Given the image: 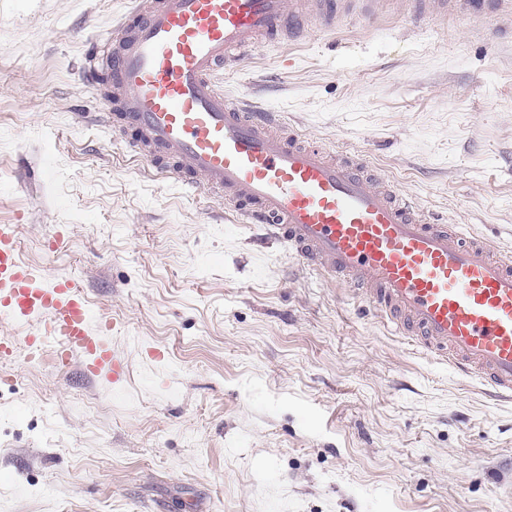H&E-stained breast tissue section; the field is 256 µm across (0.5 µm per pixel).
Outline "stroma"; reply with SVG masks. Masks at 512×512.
Wrapping results in <instances>:
<instances>
[{
  "label": "stroma",
  "mask_w": 512,
  "mask_h": 512,
  "mask_svg": "<svg viewBox=\"0 0 512 512\" xmlns=\"http://www.w3.org/2000/svg\"><path fill=\"white\" fill-rule=\"evenodd\" d=\"M131 0H0V223L83 281L127 365H0V512H512V402L390 332L206 188L156 180L85 52ZM512 253V21L401 0L219 79Z\"/></svg>",
  "instance_id": "35a3bbf8"
}]
</instances>
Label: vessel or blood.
<instances>
[{
    "mask_svg": "<svg viewBox=\"0 0 512 512\" xmlns=\"http://www.w3.org/2000/svg\"><path fill=\"white\" fill-rule=\"evenodd\" d=\"M347 0H135L139 21L109 50V88L125 100L110 125L134 128V151L156 176L204 182L267 241L308 268L359 290L395 330L459 375L512 398V257L490 240L420 216L364 159L329 157L280 115L219 88L224 68L265 40L297 42L348 18ZM410 18H485L506 0H403ZM19 230L0 224V324L39 320L31 357L74 359L113 383L126 365L111 347L110 318L80 282L23 258Z\"/></svg>",
    "mask_w": 512,
    "mask_h": 512,
    "instance_id": "b4317fda",
    "label": "vessel or blood"
}]
</instances>
